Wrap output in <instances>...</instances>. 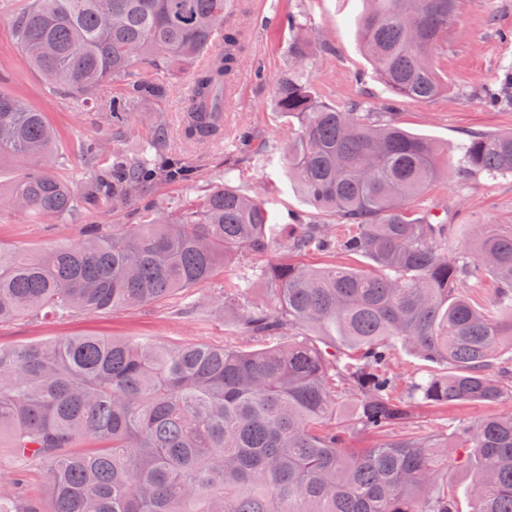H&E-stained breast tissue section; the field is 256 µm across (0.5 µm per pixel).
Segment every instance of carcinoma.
Listing matches in <instances>:
<instances>
[{
    "instance_id": "cac0c4a2",
    "label": "carcinoma",
    "mask_w": 512,
    "mask_h": 512,
    "mask_svg": "<svg viewBox=\"0 0 512 512\" xmlns=\"http://www.w3.org/2000/svg\"><path fill=\"white\" fill-rule=\"evenodd\" d=\"M226 0H32L15 40L46 87L77 99L104 82L125 92L103 100L123 126L134 104L165 87L133 77L138 61L196 69L182 134L212 141L233 84L241 34L224 30ZM460 0H365L359 34L381 82L398 97L430 100L446 84L435 51ZM291 64L275 81L277 111L299 126L285 155L288 180L348 227L341 250L365 268L272 263V306L238 310V330L261 349L207 343L67 336L0 347V441L23 472H45L42 496L9 472L0 512H462L440 477L448 449L464 448L469 512H512V413L461 424L448 442L401 430L417 405L496 404L512 399V229L490 226L464 251L448 252L451 224L409 207L444 174L436 145L357 106L328 105L313 91L311 44L288 43ZM512 67L483 102L508 101ZM59 137L46 113L0 94V158L32 160L0 206L38 216L70 213L71 187L52 170ZM456 175L512 174V133L471 134ZM158 178L188 181L164 164L112 156L87 193L124 205ZM276 237L265 205L230 185L210 189L169 219L27 254L0 246V322L28 312L63 316L149 305L197 288L246 249ZM323 224H296L285 247L300 254L331 240ZM496 282L498 310L464 294L472 278ZM407 351L444 367L396 398L389 366ZM353 429L385 434L349 448Z\"/></svg>"
}]
</instances>
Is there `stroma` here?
I'll list each match as a JSON object with an SVG mask.
<instances>
[{
	"instance_id": "1",
	"label": "stroma",
	"mask_w": 512,
	"mask_h": 512,
	"mask_svg": "<svg viewBox=\"0 0 512 512\" xmlns=\"http://www.w3.org/2000/svg\"><path fill=\"white\" fill-rule=\"evenodd\" d=\"M26 3L0 0V94L46 112L60 134V148L54 158L57 171L80 203L72 215L62 219H38L13 209L0 210V245L11 249L34 252L50 245L65 246L82 239L85 228L91 226L105 234L122 231L143 223L148 213L177 212L186 201L198 199L226 181L258 197L278 223H288L291 215L299 214L315 224L336 226V216L309 203L283 171V155L293 129L276 110L273 86L288 67V40L298 28L314 47L308 79L318 97L336 106L357 105L362 112H380L386 103H395V118L406 130L448 147L449 165H456L459 155L455 147L466 134L512 132V105L489 107L479 101L484 88L497 87L502 66L512 63V0H464L447 42L437 52L448 89L425 102L395 99L380 81L358 36L362 0H268L265 9L250 19L233 13L225 18V25L250 27L237 64L236 78L243 85V94L224 114L223 138L205 143H190L181 135L183 101L193 81L191 70L172 74L160 67L135 65L136 76L163 82L167 94L160 100L136 104L125 130L112 126L100 107L101 98L121 92V84L105 83L84 101L46 88L13 36L14 22ZM162 125L168 137L154 142V133ZM85 140L99 143L98 159H90L80 150L79 144ZM151 145L163 154H179L195 169L194 182L185 185L157 180L119 210L107 204L84 203L90 182L108 166L113 154L136 158ZM261 155L266 157V164H258ZM413 207L422 213L439 212L447 223L457 225L450 243L457 252L477 233L479 225L512 227V175L491 178L480 174L462 180L451 176L431 184L414 200ZM288 259L284 240L279 237L267 253L235 255L210 283L161 303L93 315H24L2 322L0 345L14 347L65 336L99 335L253 349L256 341L240 334L213 304L240 279L247 278L251 286L240 294L239 308L270 306L261 272L268 264ZM507 411H512L510 400L422 406L411 432L419 437L446 434L460 424Z\"/></svg>"
}]
</instances>
